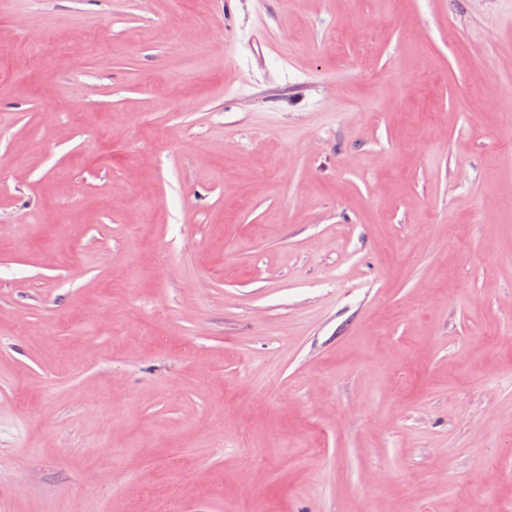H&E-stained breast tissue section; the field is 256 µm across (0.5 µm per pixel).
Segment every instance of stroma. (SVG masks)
I'll return each mask as SVG.
<instances>
[{
  "instance_id": "35a3bbf8",
  "label": "stroma",
  "mask_w": 512,
  "mask_h": 512,
  "mask_svg": "<svg viewBox=\"0 0 512 512\" xmlns=\"http://www.w3.org/2000/svg\"><path fill=\"white\" fill-rule=\"evenodd\" d=\"M169 502L512 512V0H0V512Z\"/></svg>"
}]
</instances>
